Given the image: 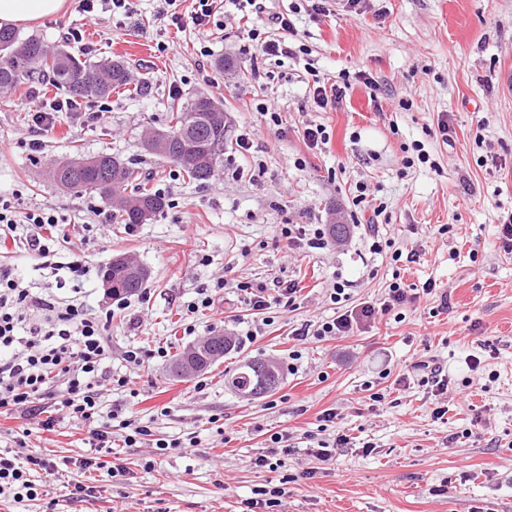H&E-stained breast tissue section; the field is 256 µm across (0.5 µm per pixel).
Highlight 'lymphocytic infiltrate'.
Wrapping results in <instances>:
<instances>
[{
    "instance_id": "lymphocytic-infiltrate-1",
    "label": "lymphocytic infiltrate",
    "mask_w": 512,
    "mask_h": 512,
    "mask_svg": "<svg viewBox=\"0 0 512 512\" xmlns=\"http://www.w3.org/2000/svg\"><path fill=\"white\" fill-rule=\"evenodd\" d=\"M267 30L252 29L256 52L267 56L290 57L295 50L288 42L294 28L290 12L270 14ZM71 99L41 100L28 108V146L40 151L64 116L77 111ZM68 240L66 224L54 211L37 208L18 211L11 198L0 196V248L6 244L24 249L43 265L83 276L87 269L79 256L64 255ZM438 297L439 310H447V295L437 294L434 284H424L410 294L399 282L389 284L381 302L351 304L344 283H334L329 294L342 305L336 317L302 327L295 332L298 349L289 360L302 357L301 345L332 336H346L377 313L390 312L407 302ZM109 322L90 312L81 303L61 302L53 295L33 292L12 268L0 266V414L15 411L38 419L42 430H53L57 412L86 425L89 444L95 451L111 450L113 414L104 410L101 397L114 387H125L126 377L105 372L111 357ZM52 472L54 464L38 452L18 458L0 449V499H33L38 489L31 471Z\"/></svg>"
}]
</instances>
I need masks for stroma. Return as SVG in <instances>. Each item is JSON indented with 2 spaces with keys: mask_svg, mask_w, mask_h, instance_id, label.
<instances>
[{
  "mask_svg": "<svg viewBox=\"0 0 512 512\" xmlns=\"http://www.w3.org/2000/svg\"><path fill=\"white\" fill-rule=\"evenodd\" d=\"M291 5L299 8L288 37L300 49L293 58L253 55L250 26L230 4L204 33L170 26L162 0H133L129 15L94 23L68 0L64 13L18 26L20 37L51 46L80 29L82 59L128 64L134 90L108 98L101 121L58 125L35 157L23 144L19 100L35 88L50 98L55 88L32 78L0 94V192H18L25 208L57 210L75 235L92 209L111 211L112 200L56 186L55 163L116 153L163 191L164 214L132 228L109 224L90 245L79 286L84 304L102 314L111 304L102 276L112 257L148 268L142 292L109 328L111 370L128 373L129 383L103 405L183 446L165 456L147 443L127 448L116 426L112 439L129 477L107 466L85 473L74 461L91 454L87 428L65 418L49 432L2 415L0 449L26 444L57 469L36 473L35 500L0 502V512H243L257 490L283 478V512H512V253L499 240L512 215V89L501 81L512 71V0H363L355 12L337 2L327 15L309 14L306 0L267 2L272 13ZM343 73L354 83L340 107L315 109V78ZM174 83L183 89L180 103L204 94L224 107V164L204 185L174 177L173 163L142 147L147 131L166 128ZM264 106L279 123L261 115ZM442 114L452 127L448 143L436 131ZM307 122L326 126L330 140L321 150L306 148ZM246 130L253 146L243 152L236 139ZM419 142L439 170L403 166ZM362 183L360 209L352 198ZM379 205L387 246L374 255L365 224ZM339 218L349 232L324 250L290 247L281 234L287 223ZM410 251L415 261L395 260ZM0 263L32 287L71 295L58 288L54 270L37 268L23 251H0ZM220 277L226 286L214 307L187 313L197 289ZM339 279L357 304L380 298L394 281L418 289L432 281L449 308L434 316L408 303L376 315L351 335L306 344L289 370L295 330L335 317L328 290ZM288 280L300 288L296 306H272L262 334L248 338L254 316L238 283L272 296ZM218 333L236 337L238 352L201 378L170 375V355ZM132 345H160L168 355L129 372L123 353ZM253 357L275 361L282 383L248 400L225 388L224 374ZM474 358L479 366H471ZM423 361L439 363L450 379L440 419L431 388L419 383ZM327 409L351 444L320 470L306 453L307 434ZM282 431L294 450L281 468H253L252 458ZM366 442L372 452H363ZM312 467L316 475L304 478ZM80 479L95 486V498L72 499Z\"/></svg>",
  "mask_w": 512,
  "mask_h": 512,
  "instance_id": "35a3bbf8",
  "label": "stroma"
}]
</instances>
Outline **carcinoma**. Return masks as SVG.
Returning <instances> with one entry per match:
<instances>
[{
    "mask_svg": "<svg viewBox=\"0 0 512 512\" xmlns=\"http://www.w3.org/2000/svg\"><path fill=\"white\" fill-rule=\"evenodd\" d=\"M38 73L81 103L104 99L130 83L126 64L121 60L90 63L61 47L49 50L36 37L22 38L12 29L0 27V91L12 90L23 80ZM222 112L212 99L196 96L188 109L171 105L170 126L166 129L171 153L192 155L196 161L179 165L190 180L200 184L208 182L224 162V128L212 126L202 120L203 112ZM53 180L63 188L96 192L103 195L130 191L112 213L115 224H139L142 208L150 217L162 213L168 202L161 194L147 188L150 178L134 163L117 154L101 153L88 157L85 165L66 162L56 166ZM148 276L132 278L124 274L119 265L112 267V294L133 295L143 288ZM249 359L224 378V386L242 396L258 384Z\"/></svg>",
    "mask_w": 512,
    "mask_h": 512,
    "instance_id": "cac0c4a2",
    "label": "carcinoma"
}]
</instances>
